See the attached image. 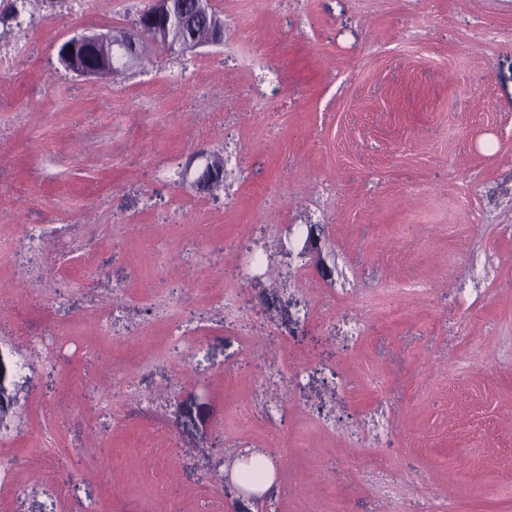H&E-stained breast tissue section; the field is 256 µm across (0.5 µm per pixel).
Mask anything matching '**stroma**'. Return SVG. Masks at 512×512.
Listing matches in <instances>:
<instances>
[{
    "instance_id": "35a3bbf8",
    "label": "stroma",
    "mask_w": 512,
    "mask_h": 512,
    "mask_svg": "<svg viewBox=\"0 0 512 512\" xmlns=\"http://www.w3.org/2000/svg\"><path fill=\"white\" fill-rule=\"evenodd\" d=\"M32 2L0 512H512V0H213L222 45L98 77L58 47L147 0Z\"/></svg>"
}]
</instances>
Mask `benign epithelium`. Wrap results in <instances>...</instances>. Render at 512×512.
<instances>
[{
	"instance_id": "1",
	"label": "benign epithelium",
	"mask_w": 512,
	"mask_h": 512,
	"mask_svg": "<svg viewBox=\"0 0 512 512\" xmlns=\"http://www.w3.org/2000/svg\"><path fill=\"white\" fill-rule=\"evenodd\" d=\"M203 20L209 41L218 45L224 38V20L213 10L211 0H149L125 32H82L64 41L58 50L59 63L65 70L82 76L134 71L141 56L139 44L144 37L164 48L179 47L193 52L201 41L187 31ZM224 161L206 163L195 185L204 188L222 180Z\"/></svg>"
}]
</instances>
